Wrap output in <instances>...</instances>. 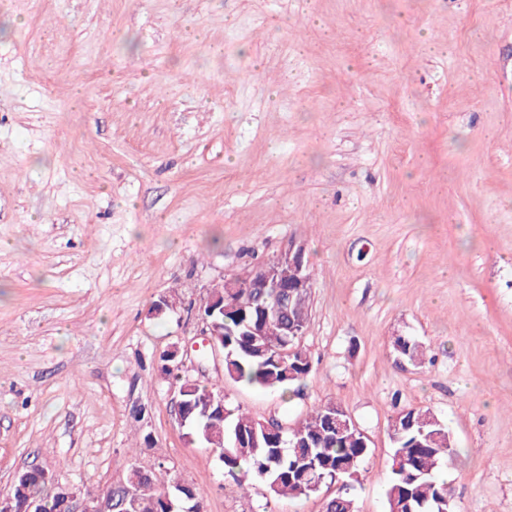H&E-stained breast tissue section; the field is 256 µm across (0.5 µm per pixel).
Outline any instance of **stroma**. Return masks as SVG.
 Returning <instances> with one entry per match:
<instances>
[{
	"mask_svg": "<svg viewBox=\"0 0 512 512\" xmlns=\"http://www.w3.org/2000/svg\"><path fill=\"white\" fill-rule=\"evenodd\" d=\"M291 243L288 403L225 381L197 308ZM174 348L254 418L338 403L357 512H386L410 408L448 425L455 512H512V0H0V499L37 466L82 502L135 460L204 512H322L186 441ZM393 349L398 359L415 365L422 362L426 352V347L423 344L405 336H399L394 339Z\"/></svg>",
	"mask_w": 512,
	"mask_h": 512,
	"instance_id": "stroma-1",
	"label": "stroma"
}]
</instances>
